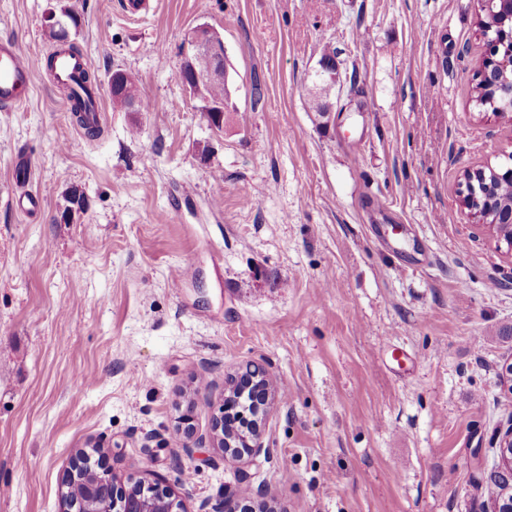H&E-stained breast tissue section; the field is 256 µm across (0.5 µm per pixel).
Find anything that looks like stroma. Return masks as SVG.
<instances>
[{
	"instance_id": "1",
	"label": "stroma",
	"mask_w": 512,
	"mask_h": 512,
	"mask_svg": "<svg viewBox=\"0 0 512 512\" xmlns=\"http://www.w3.org/2000/svg\"><path fill=\"white\" fill-rule=\"evenodd\" d=\"M121 3L0 0V39L39 57L62 27L103 109L80 131L41 71L0 112V512H61L91 444L188 512L216 502L238 473L211 420L250 362L280 394L249 469L278 512H485L512 249L459 191L512 157V117L475 98L480 0H159L137 22ZM199 25L224 39L220 131L179 76ZM118 69L148 110L113 101Z\"/></svg>"
}]
</instances>
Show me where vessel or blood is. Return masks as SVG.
Here are the masks:
<instances>
[{"label":"vessel or blood","mask_w":512,"mask_h":512,"mask_svg":"<svg viewBox=\"0 0 512 512\" xmlns=\"http://www.w3.org/2000/svg\"><path fill=\"white\" fill-rule=\"evenodd\" d=\"M50 66L55 84L65 87L72 97L85 101L89 109L85 115L89 127L101 122V96L98 87L85 83L83 72L89 68L85 55L65 49H54L48 59L28 61L18 44L10 39L0 40V110L11 112L22 106L32 85L38 67Z\"/></svg>","instance_id":"1"}]
</instances>
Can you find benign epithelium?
Masks as SVG:
<instances>
[{
  "label": "benign epithelium",
  "instance_id": "1",
  "mask_svg": "<svg viewBox=\"0 0 512 512\" xmlns=\"http://www.w3.org/2000/svg\"><path fill=\"white\" fill-rule=\"evenodd\" d=\"M512 21V0H482V14L479 25L484 37L489 39L499 34L509 43L512 54V30L503 29L505 20ZM207 57L213 66L203 75L195 68V61ZM500 66L497 51L483 55L477 71L480 84L484 85L485 99L493 105L502 104L512 108V82L500 84L491 77ZM191 72L183 79L188 89L203 94L211 84L226 81L227 69L224 63V40L208 26L193 28L184 42V59L180 73ZM476 170L464 172V190L461 205L472 215L480 218L483 226L492 234L496 233L499 221H489L496 200L490 195L478 198L475 187ZM273 400V383L267 368L259 364H247L237 369L232 378L231 390L224 395V403L213 419V436L217 445L224 449L225 458L238 469L239 483L243 487L224 493L215 504L204 503L199 512H250L240 505L239 494L249 490L248 468L260 456L270 458L269 448L264 441L265 420ZM496 469L511 475L503 494L490 502L489 512H512V423L496 436ZM91 478L89 492L99 502L101 512H151L148 505L157 506V512H187L174 491L162 481L130 477L119 481L112 469L99 461L91 462V455L80 453L71 466L64 471L62 487L71 482Z\"/></svg>",
  "mask_w": 512,
  "mask_h": 512
}]
</instances>
